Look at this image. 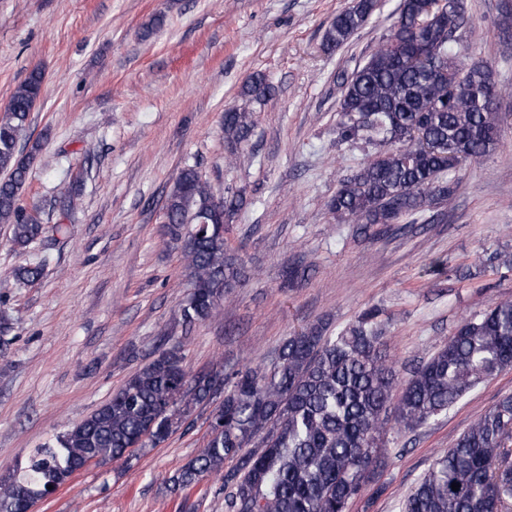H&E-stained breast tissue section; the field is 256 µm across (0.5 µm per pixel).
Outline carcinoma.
<instances>
[{"label":"carcinoma","instance_id":"1","mask_svg":"<svg viewBox=\"0 0 512 512\" xmlns=\"http://www.w3.org/2000/svg\"><path fill=\"white\" fill-rule=\"evenodd\" d=\"M377 0H349L323 37L326 51L346 45L372 18ZM464 22L460 0H401L389 34L365 63L337 77L341 89L337 136L341 143L375 146L362 167L343 178L327 211L341 223L398 224L451 205L454 181L446 172L482 158L499 144L500 91L481 66L465 67L454 51ZM35 69L20 83L0 116V224L12 242L50 247L63 224L47 225L19 204L39 139L19 142L43 88ZM265 76L241 88L249 102L271 97ZM254 111L224 110V139L249 141ZM83 189L68 187L54 208L67 219ZM245 204L221 197L193 166L178 174L164 206L167 235L183 241L189 293L181 305L192 326L217 316L225 289L240 276L224 249V215ZM45 261L22 266L19 283L38 280ZM379 311L327 335L314 324L283 345L269 368L215 371L185 386L189 372L176 349H164L136 371L80 423L35 450L21 475L0 485V512H22L32 494L46 495L93 457L114 461L130 448L165 441L193 408L224 390L209 418V439L173 476L189 488L220 477L227 512H348L380 466L376 448L394 413L407 430L426 427L465 395L512 367V298H501L464 317L443 344L401 380L381 346ZM512 395L475 419L440 454L401 503V512H512ZM460 484L452 490V483Z\"/></svg>","mask_w":512,"mask_h":512}]
</instances>
